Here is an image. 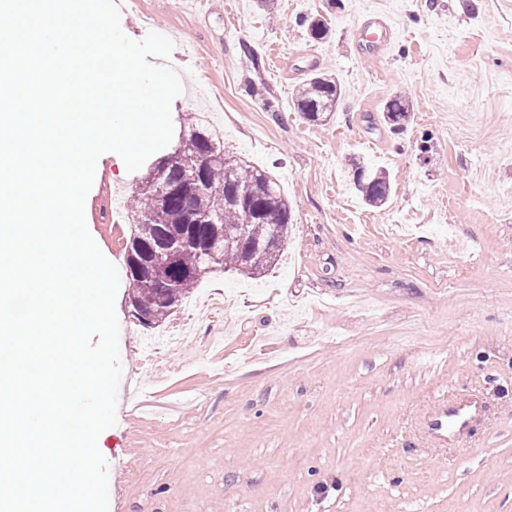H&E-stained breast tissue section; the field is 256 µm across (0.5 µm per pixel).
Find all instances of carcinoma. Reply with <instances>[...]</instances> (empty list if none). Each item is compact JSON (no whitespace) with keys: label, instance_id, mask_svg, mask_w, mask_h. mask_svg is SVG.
Wrapping results in <instances>:
<instances>
[{"label":"carcinoma","instance_id":"cac0c4a2","mask_svg":"<svg viewBox=\"0 0 512 512\" xmlns=\"http://www.w3.org/2000/svg\"><path fill=\"white\" fill-rule=\"evenodd\" d=\"M342 95L336 78L313 74L295 93L307 120H327ZM413 105L391 97L385 121L401 130ZM356 190L370 206H383L391 192L386 171L353 158ZM164 195L143 185L133 198L126 265L130 307L156 325L178 307L198 282L218 266L256 279L275 266L292 224V210L266 171L224 154V144L202 126L190 128L182 147L157 166Z\"/></svg>","mask_w":512,"mask_h":512}]
</instances>
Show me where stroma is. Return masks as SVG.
Masks as SVG:
<instances>
[{
  "mask_svg": "<svg viewBox=\"0 0 512 512\" xmlns=\"http://www.w3.org/2000/svg\"><path fill=\"white\" fill-rule=\"evenodd\" d=\"M116 2L127 37L174 43V128L203 121L270 173L294 223L263 277L218 270L195 288L159 384L121 279L109 512H512V0ZM374 12L395 35L375 52L360 36ZM314 72L343 89L320 123L293 105ZM399 93L401 133L383 120ZM351 157L389 173L385 206L358 196ZM146 173L102 154L86 197L121 271L131 226L111 240L106 200L130 201ZM465 400L482 406L467 433L428 434ZM413 105L402 95L391 97L384 108L385 121L396 130H402L411 118Z\"/></svg>",
  "mask_w": 512,
  "mask_h": 512,
  "instance_id": "1",
  "label": "stroma"
}]
</instances>
